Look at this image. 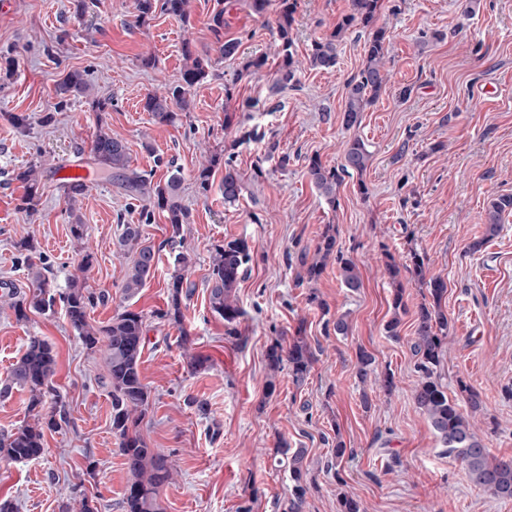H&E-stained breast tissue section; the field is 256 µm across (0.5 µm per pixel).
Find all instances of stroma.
Masks as SVG:
<instances>
[{"instance_id": "35a3bbf8", "label": "stroma", "mask_w": 512, "mask_h": 512, "mask_svg": "<svg viewBox=\"0 0 512 512\" xmlns=\"http://www.w3.org/2000/svg\"><path fill=\"white\" fill-rule=\"evenodd\" d=\"M0 13V380L23 353L29 337L47 339L58 354L54 378L68 422L45 434V453L33 461L0 462V500L18 512H62L80 505L82 487L98 512H123L128 481L112 435V397L104 358L85 348L63 309L17 319L10 290L27 287L19 249L33 241L51 267L56 287H66L83 253L92 264L88 288L103 294L89 313L107 322L123 307L146 317L140 366L151 394L140 430L149 447L169 456L173 482L159 495L162 512H284L291 496L288 471L276 447L306 449L310 485L304 512H337L338 498L358 497L365 512H512V500L474 486L455 455L442 448L426 416L413 402L420 380L411 349L415 312L428 298L417 282L406 285L408 313L399 338L386 336L393 288L384 273L387 255L405 262L425 259L428 275L446 280L442 307L448 341L438 372L450 399L468 409L477 391L475 416L492 456L512 457V213L500 233L484 240L485 209L492 196L512 193V0H382L378 24L386 30L390 75L367 106L359 126L345 129L347 81L365 64L368 33L353 24L328 71L300 70L294 87L277 90L279 64L273 35L279 0L264 15L244 0H189V18L161 13L137 19L133 0H99L80 14L79 0H10ZM224 10L225 38L240 40L235 59H224L209 28ZM351 12V0H297L294 38L298 57L329 35ZM211 59L210 73L193 93L190 111L175 124L156 123L144 112L146 94L181 79L183 46ZM267 58L265 76H241L250 58ZM154 65H146V58ZM85 72L105 112L76 101L58 108L57 81L68 70ZM256 99L259 109H245ZM246 127L278 142L287 168L264 163L250 195L225 205L215 172L208 195L194 174L206 152L235 149L237 164L251 175L261 142L234 145L224 127L225 108ZM123 140L130 165L166 177L155 155L174 160L190 212L184 246L194 257L193 285L184 327L156 319L165 308L173 259L169 226L155 212L143 234L154 245V275L132 299L121 292L126 258L118 253L123 224L139 222L123 190L92 176L89 190L69 205L61 177L86 166L97 128ZM363 139L371 153L362 177L345 178L337 206H329L307 176L308 160L340 165L346 141ZM40 166L43 177L34 211H26L16 171ZM86 229L84 241L70 231ZM337 244L356 259L359 291L343 288L335 266L314 285H297L290 256L313 244L326 225ZM240 237L255 261L237 290L244 315L239 333H224L211 313L205 287L215 245ZM317 293L331 316L346 315L347 335H325ZM189 343H182V331ZM303 334L316 360L302 383L288 372L270 374L266 352ZM391 373L392 393L365 391L354 376L358 351ZM206 358L190 372L191 355ZM275 391H267L268 380ZM206 403L198 412L195 401ZM347 452L337 471L325 468L336 442Z\"/></svg>"}]
</instances>
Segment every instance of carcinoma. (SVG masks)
I'll list each match as a JSON object with an SVG mask.
<instances>
[{
  "instance_id": "carcinoma-1",
  "label": "carcinoma",
  "mask_w": 512,
  "mask_h": 512,
  "mask_svg": "<svg viewBox=\"0 0 512 512\" xmlns=\"http://www.w3.org/2000/svg\"><path fill=\"white\" fill-rule=\"evenodd\" d=\"M189 0H133L134 9L141 19L160 11L179 20L188 17ZM381 0H351V13L336 23L326 37L312 43L308 60L310 66L320 70H331L337 64V46L354 22L369 30L365 44L366 63L346 83V99L342 123L346 129L361 122L362 112L373 102L388 81L386 64V30L376 26ZM295 0H281L276 19V35L279 41V66L275 84L277 88L294 85L296 60L294 58V14ZM210 29L214 33L218 51L224 58L233 59L239 53V41L224 39V10L214 12ZM185 66L181 82L163 93L148 94L143 110L161 124L174 122L175 110L187 112L191 106L192 89L209 75V60L190 49H184ZM60 105H66L77 97L92 96L93 87L79 70L63 74L55 88ZM91 160L100 175L117 183L129 199L137 202L141 218L148 221L155 210L167 215L170 224L169 242L183 243L182 226L189 223V210L181 202L182 176L174 169L164 181L152 182L146 174L130 167L127 147L124 142L98 127L91 147ZM370 151L359 137L347 141L343 161L336 167H328L314 157L309 160L307 174L310 182L336 206V191L345 177L361 175L367 169ZM224 170L222 194L224 203L232 205L248 189V184L236 164L235 153L226 149L215 152L200 164L195 174L198 189L206 194L212 186L215 170ZM17 179L25 184L27 206H35V196L41 182L38 167L31 164L18 172ZM63 192L73 204L89 189L84 181H66ZM512 212V195H497L487 203L485 213L484 241L494 238L499 230L502 216ZM118 236L119 248L132 255L122 279V293L131 299L139 293L146 281L153 276L156 266V250L143 236L142 225L122 224ZM19 248L26 252L25 265L29 280L28 291L12 303L19 319L27 313H43L61 303L65 315L80 336L85 346L101 350L107 368L112 395V435L118 441L119 452L125 458L130 479L123 497L124 512H160V491L172 480V467L168 457L149 447L140 433L139 426L149 405L150 390L143 382L140 372L142 354L146 344V326L141 313L126 309L102 325L89 322L90 310L99 297L78 276L70 279L67 288L60 291L50 287L49 267L43 259L35 256V247L28 241ZM300 271L297 285L317 282L331 263H336L343 287L356 292L362 287L359 267L353 257L346 255L337 246L336 232L326 228L316 240L313 248H305L297 257ZM254 261V249L242 238L224 241L215 247L211 256L210 273L206 279L209 289V305L213 313L224 319L225 334L238 335L239 318L242 315L236 289L244 281ZM193 257L188 251L179 250L174 257V271L170 277L169 304L157 313V318L179 327L183 326L185 314L183 298L191 295L184 288ZM385 273L393 286L392 317L385 325L388 336H399L401 315L407 313L405 283L416 281L425 286L430 301L423 303L416 312V329L412 347L419 357L417 364L421 381L414 391L416 407L427 416L443 447L456 455L466 468L473 484L495 497L512 499V459H492L477 434L473 423L459 405L448 398L437 368L440 365L443 345L448 339V315L442 307L447 293V282L440 276H427L424 258L418 253L410 255V263L400 264L387 256ZM315 353L306 339L297 335L288 342V347L276 343L267 352V365L271 372L268 391H274V378L283 366L296 383L305 380L313 363ZM375 359L366 351L357 355L355 376L364 383L373 377L381 389L392 390L394 381L389 374L375 375ZM57 355L52 344L40 336H31L20 357L0 386V397L8 396L13 388L28 391L27 411L31 420L0 432V461L24 462L40 458L45 452V430H53L67 423L62 410V401L54 386ZM279 463L288 466L293 481L287 512H303L308 487L303 466L305 449H292L288 442L280 443Z\"/></svg>"
}]
</instances>
